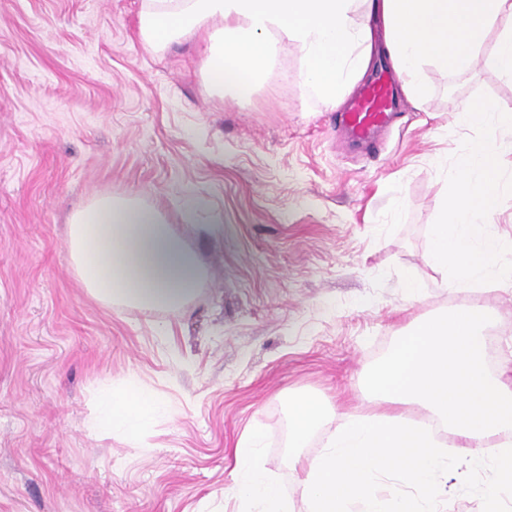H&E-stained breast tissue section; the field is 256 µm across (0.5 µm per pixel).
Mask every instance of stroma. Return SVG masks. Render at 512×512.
Here are the masks:
<instances>
[{
  "label": "stroma",
  "mask_w": 512,
  "mask_h": 512,
  "mask_svg": "<svg viewBox=\"0 0 512 512\" xmlns=\"http://www.w3.org/2000/svg\"><path fill=\"white\" fill-rule=\"evenodd\" d=\"M142 2L0 0V512H238L232 450L255 431L306 512L289 458L319 454L341 407L375 411L368 379L416 321L491 305L493 368L512 378V289L451 293L426 261L444 172L474 134L449 98L512 106V81L424 65L423 108L365 145L304 92L296 43L239 102L206 92L200 39L144 47ZM100 196L177 225L206 271L197 295L150 311L86 293L67 224ZM107 381L177 414L137 443L92 430ZM295 393L326 415L297 451ZM488 481L441 476L450 512H486Z\"/></svg>",
  "instance_id": "obj_1"
}]
</instances>
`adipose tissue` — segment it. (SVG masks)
Masks as SVG:
<instances>
[{
  "label": "adipose tissue",
  "mask_w": 512,
  "mask_h": 512,
  "mask_svg": "<svg viewBox=\"0 0 512 512\" xmlns=\"http://www.w3.org/2000/svg\"><path fill=\"white\" fill-rule=\"evenodd\" d=\"M205 32L201 69L208 93L245 100L259 73L295 41L304 60L306 92L340 106L364 75L374 51L384 52L414 106H423L424 64L464 69L495 36L493 68L512 80V0H144L141 38L155 49ZM68 254L76 277L100 302L143 309L176 308L196 292L202 265L172 225L150 207L109 197L76 211ZM492 310L479 301L415 323L375 370L371 394L380 412H346L299 481L306 512H439V477L449 467L479 470L491 512L512 501V385L485 361L484 331ZM422 404L466 448L451 457L417 427L403 405ZM289 445L303 447L324 419L316 400L289 401ZM143 385L103 386L90 424L138 439L165 412ZM261 436L234 450L240 512H288L280 485L261 463ZM398 487L382 494L383 479Z\"/></svg>",
  "instance_id": "ef3b65f1"
}]
</instances>
